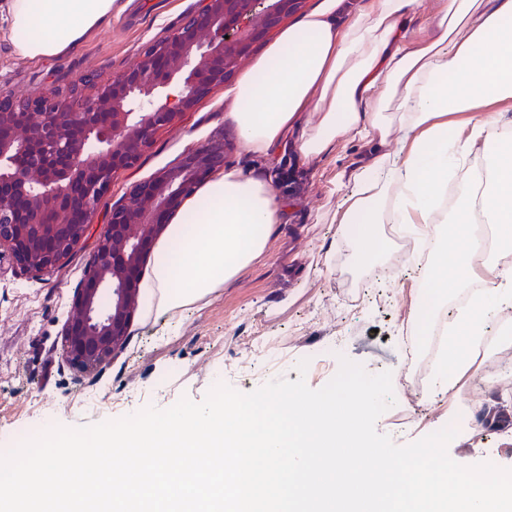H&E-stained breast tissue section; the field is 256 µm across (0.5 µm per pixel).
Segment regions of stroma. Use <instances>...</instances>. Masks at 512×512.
Listing matches in <instances>:
<instances>
[{"label": "stroma", "mask_w": 512, "mask_h": 512, "mask_svg": "<svg viewBox=\"0 0 512 512\" xmlns=\"http://www.w3.org/2000/svg\"><path fill=\"white\" fill-rule=\"evenodd\" d=\"M195 3L128 0L119 17L57 61L27 59L0 40V92L34 95L88 73L109 79L131 66L147 43L174 33ZM231 87L228 81L214 87L193 111L159 131L135 168L114 175L104 206L211 139L228 142L226 165L252 176L267 171L266 161L242 148L227 117ZM287 145L298 197L275 225L265 259L175 315L138 298L123 348L101 371L82 373L64 362L61 334L102 224L91 225L52 272H25L0 262V453L52 426L95 424L149 406L166 409L184 396L200 402L218 383L248 393L273 380L301 377L318 389L332 379L343 356L372 374H399L403 327L421 302L417 272L393 263L397 230L380 224L382 245L371 267L385 276L358 287L367 269L353 264L354 243L336 222L352 188L350 172L366 159L365 145L341 138L314 159L301 154L299 133H289ZM303 360L308 367L301 373L297 366ZM450 423L472 449V463L512 468V391L483 379L430 403L398 396L376 429L406 445Z\"/></svg>", "instance_id": "obj_1"}]
</instances>
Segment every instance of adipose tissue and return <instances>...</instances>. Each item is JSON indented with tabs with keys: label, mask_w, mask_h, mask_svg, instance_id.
Segmentation results:
<instances>
[{
	"label": "adipose tissue",
	"mask_w": 512,
	"mask_h": 512,
	"mask_svg": "<svg viewBox=\"0 0 512 512\" xmlns=\"http://www.w3.org/2000/svg\"><path fill=\"white\" fill-rule=\"evenodd\" d=\"M420 0H321L284 29L232 90L228 117L246 151L278 153L302 113L301 151L320 156L337 138L363 141L341 224L357 228L355 259L371 258L374 224L430 229L454 223L461 240L439 264L483 288L447 313L448 349L429 387L444 395L476 372L499 314L512 308V263L474 259L471 217L495 224L512 253V0H442L423 28L406 19ZM124 9L121 0H0V39L25 57L65 56ZM285 204L268 184L229 167L212 176L153 249L154 309L197 304L265 253Z\"/></svg>",
	"instance_id": "obj_1"
}]
</instances>
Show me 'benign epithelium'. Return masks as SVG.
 <instances>
[{
  "label": "benign epithelium",
  "mask_w": 512,
  "mask_h": 512,
  "mask_svg": "<svg viewBox=\"0 0 512 512\" xmlns=\"http://www.w3.org/2000/svg\"><path fill=\"white\" fill-rule=\"evenodd\" d=\"M302 4L196 0L172 36L148 44L110 80L81 76L35 95L0 94V261L27 272L56 268L94 223L112 175L134 168L159 130L226 82ZM260 5L255 25L250 17ZM225 158L224 140L209 141L112 206L63 330L70 365L98 371L124 345L143 255L168 215Z\"/></svg>",
  "instance_id": "obj_1"
}]
</instances>
